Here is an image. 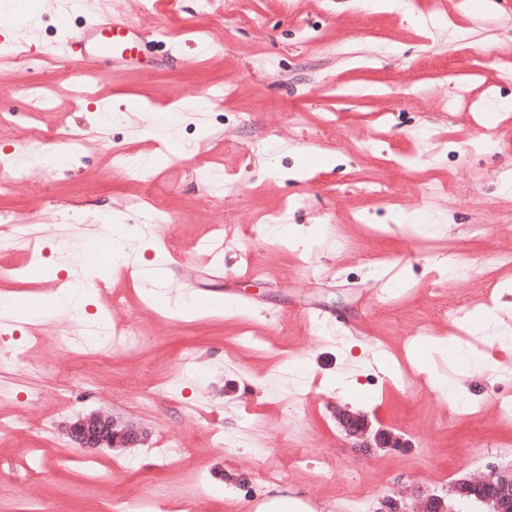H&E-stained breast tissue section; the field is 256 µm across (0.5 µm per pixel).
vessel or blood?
I'll list each match as a JSON object with an SVG mask.
<instances>
[{"mask_svg":"<svg viewBox=\"0 0 512 512\" xmlns=\"http://www.w3.org/2000/svg\"><path fill=\"white\" fill-rule=\"evenodd\" d=\"M138 45V35L126 24L105 17L70 37L66 53L71 63L89 65L98 61L121 64Z\"/></svg>","mask_w":512,"mask_h":512,"instance_id":"vessel-or-blood-1","label":"vessel or blood"}]
</instances>
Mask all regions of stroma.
<instances>
[{
    "instance_id": "35a3bbf8",
    "label": "stroma",
    "mask_w": 512,
    "mask_h": 512,
    "mask_svg": "<svg viewBox=\"0 0 512 512\" xmlns=\"http://www.w3.org/2000/svg\"><path fill=\"white\" fill-rule=\"evenodd\" d=\"M494 4V18L476 0H407V9L360 10L354 0H213L200 13L196 0L175 8L155 0H0V46L31 48L29 65L0 64V118L33 141L77 131L81 160L59 146L53 160L13 182L0 195V213L34 225L46 255L23 248L0 253V297L10 296L24 319L0 325V336L27 350L40 369L11 371L18 395L0 414L23 413L28 427L0 437V512H25L28 495L43 512H109L108 493L149 496L154 512H245L276 494L280 484L309 498L315 512H351L363 498L370 512L394 499L405 512L433 494L451 495L472 471L512 466V421L498 415L497 396L512 383V345L483 336L489 315L512 316V268L486 278H433L442 255L458 247L473 256L512 250V149L471 153L477 125L498 124L484 111L489 95L512 100V81L484 59L512 43V13ZM110 15L128 22L146 42V65L99 66L93 99L74 95V66L54 60L61 38ZM468 29V38L456 35ZM53 89L62 107H33L28 87ZM230 94L189 116L161 144L143 138L134 123L100 127L98 108L142 118L173 111L208 88ZM341 128L335 148L312 139L330 113ZM301 122H294V114ZM434 129L446 142L429 146L418 131ZM275 146L253 151L256 141ZM134 155H152L149 173L113 170V143ZM225 176L217 193L199 170ZM450 180L455 204L429 194ZM377 183L397 192L391 204L369 193ZM147 196L171 216L134 242L130 260L111 262L110 237L90 233L70 269H60L58 241L72 214L96 225L114 213L139 223L130 199ZM292 201L284 249L266 275L252 281L235 251L214 242L215 225H229L262 247L271 243L258 212ZM433 217L447 232L428 235L401 226L405 216ZM352 243L345 253L335 234ZM391 254L396 274L369 278L370 256ZM165 270L168 294L158 297L138 278L142 263ZM84 287V313L48 302L50 292ZM193 292L192 306L175 298ZM393 295L392 304L382 302ZM39 296L46 317L37 321L26 298ZM468 307L481 371L460 385L467 402L438 391V375H453L460 339L453 316ZM102 312L135 328V350L92 346L73 352L55 342L82 329V316ZM414 376L405 389L397 371ZM93 386L79 383L81 375ZM175 380L178 392L157 391ZM344 411L365 415L373 428L410 440L407 448L350 447L337 420ZM117 417L142 430L134 448L73 447L68 427L90 413ZM248 444L226 453L228 435ZM184 444L177 460L168 442ZM60 449L71 464L32 468ZM298 467H290L293 459ZM283 468L281 483L258 484L257 470Z\"/></svg>"
}]
</instances>
